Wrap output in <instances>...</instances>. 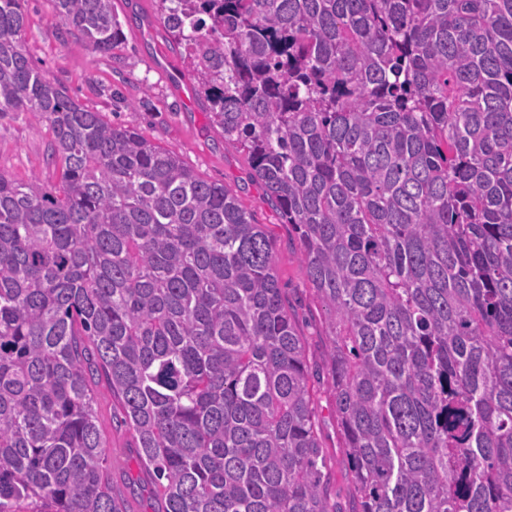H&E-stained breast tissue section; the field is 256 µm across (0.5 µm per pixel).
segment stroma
Returning <instances> with one entry per match:
<instances>
[{"label":"stroma","instance_id":"obj_1","mask_svg":"<svg viewBox=\"0 0 512 512\" xmlns=\"http://www.w3.org/2000/svg\"><path fill=\"white\" fill-rule=\"evenodd\" d=\"M123 29L109 53L93 51L71 34L52 0H27L25 49L33 64L65 86L79 103L103 112L107 120L137 128L177 154L202 178L229 187L252 223L266 225L275 241L280 284L306 349L316 390V413L325 449L332 501L346 505V457L339 447L336 417L326 384L329 343L324 319L313 303L299 245L276 206L254 179L245 153L211 126L208 105L193 72L157 14L155 0H112ZM52 133L20 115L0 122V172L25 181L57 178L49 160ZM100 428L111 461L112 484L129 512H158L152 479L136 458L135 438L104 378L92 382Z\"/></svg>","mask_w":512,"mask_h":512}]
</instances>
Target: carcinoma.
<instances>
[{
  "instance_id": "obj_1",
  "label": "carcinoma",
  "mask_w": 512,
  "mask_h": 512,
  "mask_svg": "<svg viewBox=\"0 0 512 512\" xmlns=\"http://www.w3.org/2000/svg\"><path fill=\"white\" fill-rule=\"evenodd\" d=\"M95 51L112 0H52ZM213 128L298 235L325 310L349 512H512V0H159ZM0 0V512H127L87 376L161 512H342L265 225L82 106ZM51 139L48 126L34 127L24 115L0 122V172L16 180L37 176L54 183L57 173L49 160Z\"/></svg>"
}]
</instances>
